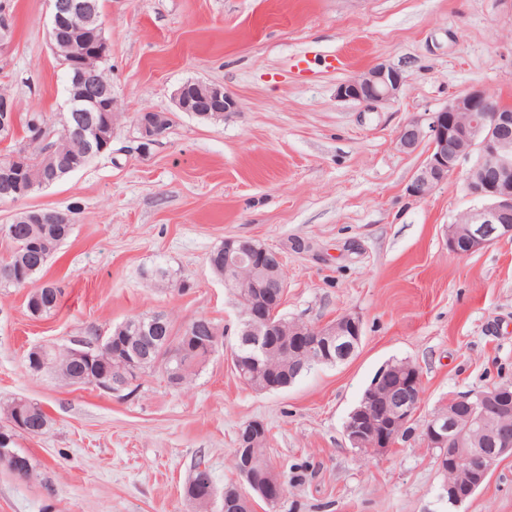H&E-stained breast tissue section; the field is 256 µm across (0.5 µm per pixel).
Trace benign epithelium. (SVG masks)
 I'll return each mask as SVG.
<instances>
[{
    "mask_svg": "<svg viewBox=\"0 0 512 512\" xmlns=\"http://www.w3.org/2000/svg\"><path fill=\"white\" fill-rule=\"evenodd\" d=\"M50 10V45L69 42L74 66L67 72V111L103 112L107 87L92 78L90 63L105 59L109 49L104 37L102 11L95 0H47ZM404 84L400 69L380 62L338 86L337 95L369 105L385 103L397 96ZM173 99L181 112H236V98L217 83L187 82L175 90ZM16 126L15 106L0 103V129ZM428 142L424 162L406 187L408 196L425 199L448 182L463 162L474 160L465 187L480 206L469 210L446 227L448 250L456 256L470 255L495 242L512 239V104L498 101L481 89H473L452 98L444 108L433 112L427 122L411 119L397 135L400 150L413 153ZM270 254L276 263L281 255L264 246L242 239L224 240V273L254 266L258 258ZM250 319L241 328L256 347L257 356L265 355L269 338L281 329L271 312L263 311L265 296L256 291L248 296ZM361 343V322L343 316L322 326L296 327L288 350L296 357L294 372L330 362L350 359ZM58 347L33 350L30 359L43 371L53 365ZM415 382L393 386L387 395L373 396L365 410L369 422L350 420L345 434L351 445L374 455L395 447L420 407ZM424 441L429 448H447L451 460L444 490L455 501L472 494L488 479L496 460L512 451V390L499 386L489 392L469 391L448 397V404L424 425ZM9 462L13 473L26 476L30 462L8 448H0V459ZM258 454L253 453L238 470L241 483L218 493L212 478L203 482L201 500L209 505L221 501V512H253L255 500L275 510L282 497L276 474L267 471L260 483L254 471Z\"/></svg>",
    "mask_w": 512,
    "mask_h": 512,
    "instance_id": "7a95c632",
    "label": "benign epithelium"
}]
</instances>
